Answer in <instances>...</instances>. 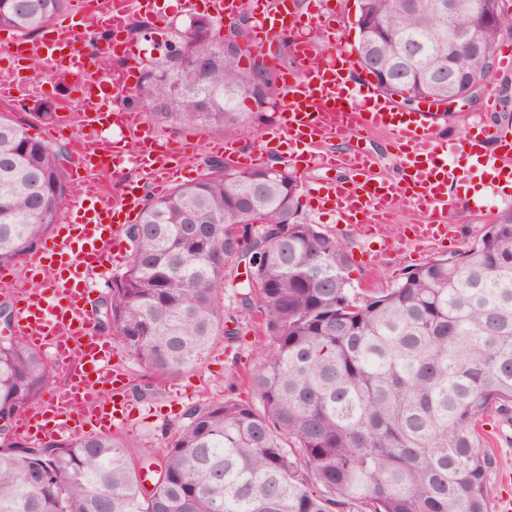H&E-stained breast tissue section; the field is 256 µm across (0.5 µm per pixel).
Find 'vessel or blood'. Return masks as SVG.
Instances as JSON below:
<instances>
[{
    "mask_svg": "<svg viewBox=\"0 0 512 512\" xmlns=\"http://www.w3.org/2000/svg\"><path fill=\"white\" fill-rule=\"evenodd\" d=\"M200 6L218 20L250 10L256 39L287 41L299 63L282 76L278 122L262 145L245 151L235 142L217 140L210 145L213 153L239 168L277 158L293 167L324 170L320 203H331L341 223L356 225L364 242L375 245L376 256L417 253L454 238L448 189L463 178L448 163L440 114L400 111L374 83L357 78L346 52L315 62L320 42L335 38L334 0H185L186 9ZM142 13L159 18L164 9L158 0H85L82 17L62 16L40 39L7 44L14 57L48 60L77 88L86 131L74 141L76 169L116 175L134 167L150 181L146 187L124 181L116 203L88 182L76 184L73 220L56 226L46 250L28 266L29 277L40 278L43 286L16 295L15 331L69 370L64 389L17 416L19 432L32 438L77 434L87 420L106 429L125 422L129 404L119 398L121 378L112 364V346L95 330L87 281L112 258L122 257V225L138 217L147 191L158 192L180 180L185 160L198 147L191 140L159 147L142 109L129 102L135 89L130 78L143 58L124 35ZM98 31L110 36L114 67L109 75L92 71L94 56L86 36ZM23 81L19 70L0 71V100H17ZM108 130L134 139V149L102 140ZM373 130L390 132L398 147V171L391 177L378 175L373 156L359 144L362 134ZM340 136L353 137V144L321 150L322 141ZM465 146L474 165L512 179L511 136L482 126L467 135ZM402 204L423 213L424 223L396 236L385 234Z\"/></svg>",
    "mask_w": 512,
    "mask_h": 512,
    "instance_id": "obj_1",
    "label": "vessel or blood"
}]
</instances>
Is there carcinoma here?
I'll return each mask as SVG.
<instances>
[{
    "label": "carcinoma",
    "instance_id": "1",
    "mask_svg": "<svg viewBox=\"0 0 512 512\" xmlns=\"http://www.w3.org/2000/svg\"><path fill=\"white\" fill-rule=\"evenodd\" d=\"M71 0H0V27L31 34ZM361 0L376 29L359 35L363 70L412 104L454 71L465 91L486 75L512 16L502 0ZM475 10L496 22L477 50L437 38ZM213 22L143 64L139 94L160 124H243L237 99L271 100L268 72L226 55ZM417 50L413 58L405 47ZM68 156L0 115V266L32 253L67 198ZM150 200L129 226L133 255L102 302L104 328L158 378L200 364L224 331V262L248 266L241 308L269 343L250 373L259 405H192L168 434L149 490L115 437L32 447L15 415L56 382L42 353L0 339V512H489L491 467L477 425L512 411V209L454 258L421 264L393 287L355 292L336 235L299 219L301 183L273 165L218 169ZM243 225H238V222Z\"/></svg>",
    "mask_w": 512,
    "mask_h": 512
}]
</instances>
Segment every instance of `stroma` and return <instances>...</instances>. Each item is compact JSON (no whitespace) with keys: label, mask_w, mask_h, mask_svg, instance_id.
Returning a JSON list of instances; mask_svg holds the SVG:
<instances>
[{"label":"stroma","mask_w":512,"mask_h":512,"mask_svg":"<svg viewBox=\"0 0 512 512\" xmlns=\"http://www.w3.org/2000/svg\"><path fill=\"white\" fill-rule=\"evenodd\" d=\"M193 20V15L174 5L168 7L165 18L160 20L136 17L128 38L142 48L144 55L150 56L154 54V45L158 40L170 39L175 33L185 30ZM55 89L64 93L68 85L56 81L50 69H43L35 75L27 90L29 100L26 107L0 103V112L10 113L14 119L29 123L31 134L58 146H69L67 135L56 133L54 124L43 123L37 118L38 113L55 111L56 101L51 96ZM482 90V97L476 98L468 106L453 107L447 112L448 156L460 164L465 182L457 206L450 210L451 222L457 233L455 243L445 250L432 248L420 255L407 254L381 262L361 256L363 244L358 241L355 230H348L341 234V239L353 256L349 275L357 290L391 287L412 266L456 256L478 239L485 226L497 214L512 206L500 188L496 175L482 168L471 167L461 150L462 140L476 126H512V73L494 71L486 79ZM491 91L496 92L501 101V109L496 113L487 112L483 108V96ZM238 110L247 117L249 129L231 127L220 130L200 125L157 124L153 132L162 143L175 142L187 135L197 139L198 148L186 161L189 177L194 180L207 171L205 161L211 156L208 149L210 141L228 139L251 150L259 147L264 137L271 132L272 108H257L252 99L243 98L239 101ZM245 277L243 265L232 260L226 262L224 320L227 329L236 330V337H215L196 368L175 378L155 380L153 395L142 401H133L128 423L114 429V437L123 442L132 460H139L145 455L161 458L166 445L165 430L178 422L187 407L224 397L253 399L254 394L246 383V376L257 365L268 339L251 316L236 303V292ZM480 433L483 449L492 459L489 482L494 489V496L498 499L512 497V413L503 415L494 412L486 416Z\"/></svg>","instance_id":"35a3bbf8"}]
</instances>
